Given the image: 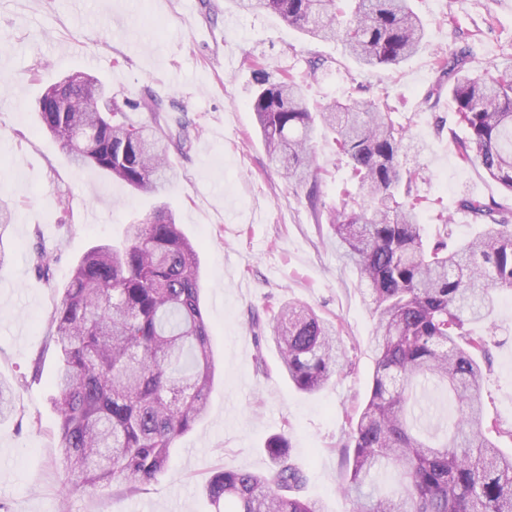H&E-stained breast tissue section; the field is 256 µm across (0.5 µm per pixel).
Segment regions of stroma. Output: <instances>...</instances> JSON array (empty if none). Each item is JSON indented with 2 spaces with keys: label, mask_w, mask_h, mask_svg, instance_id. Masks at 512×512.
I'll list each match as a JSON object with an SVG mask.
<instances>
[{
  "label": "stroma",
  "mask_w": 512,
  "mask_h": 512,
  "mask_svg": "<svg viewBox=\"0 0 512 512\" xmlns=\"http://www.w3.org/2000/svg\"><path fill=\"white\" fill-rule=\"evenodd\" d=\"M426 45L397 71L365 72L340 42L313 41L261 9L235 0H0V198L14 219L0 241L13 259L0 268V380L13 388L12 411L0 418V512H213L201 486L222 468L270 469L268 438L285 434L289 455L307 477L305 498L325 512H351L341 490L348 420L365 401L373 374V318L355 268L327 237L306 201L266 153L249 105L251 55L270 71L307 72L312 103L351 93L389 103L396 120L423 147L404 168L419 170V213L427 237L442 222L459 238L479 227L458 200L468 194L512 212V193L481 168L462 164L450 130L448 92L438 91L436 62L468 49V68L482 73L512 60V0H412ZM76 72L102 79L117 100L159 101V111L131 118L151 126L182 123L170 146L177 171L157 195L132 191L93 165L78 167L38 128V99ZM314 166L321 199L340 206L348 168L334 136L318 130ZM174 215L197 244L202 303L218 372L204 419L172 452L168 469L146 491L116 484L64 494V472L52 405L58 354L50 315L84 254L120 240L125 225L157 209ZM50 260L49 278L34 253ZM298 300L336 326L349 366L324 389L299 391L279 370L278 354L257 342L253 314ZM474 330L488 336L483 397L488 419L512 451V294Z\"/></svg>",
  "instance_id": "35a3bbf8"
}]
</instances>
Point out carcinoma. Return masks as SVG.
<instances>
[{
  "mask_svg": "<svg viewBox=\"0 0 512 512\" xmlns=\"http://www.w3.org/2000/svg\"><path fill=\"white\" fill-rule=\"evenodd\" d=\"M261 8L317 40L339 39L369 71L398 69L422 47L424 27L409 0H238ZM462 49L440 63L468 137L454 140L462 163L480 166L512 192V66L483 74L467 68ZM254 74L251 106L267 152L295 185L312 170L316 122L335 134L352 186L341 207L322 210L331 237L366 285L374 319L370 395L349 421L344 491L353 512H512V453L489 437L483 360L487 340L468 325L489 319L502 291L512 292V213L465 195L459 209L483 231L451 243V225L434 240L419 223L418 173L401 156L414 143L389 104L349 97L310 107L294 75ZM75 94L68 112L38 113L41 128L75 165L92 164L136 191L170 184L171 137L129 121L134 104ZM197 245L172 216L158 211L130 224L120 245L92 247L74 267L51 313L59 354L53 406L64 470L63 490L93 492L116 482L146 490L163 473L176 443L207 413L216 360L201 300ZM270 336L280 368L299 390L314 393L341 373L346 359L334 324L290 301L272 311ZM442 388L454 421L440 436L418 426L417 392ZM263 474L224 469L202 492L214 512H324L299 497L305 483L285 435L271 438ZM392 472L387 492L379 477Z\"/></svg>",
  "mask_w": 512,
  "mask_h": 512,
  "instance_id": "obj_1",
  "label": "carcinoma"
}]
</instances>
